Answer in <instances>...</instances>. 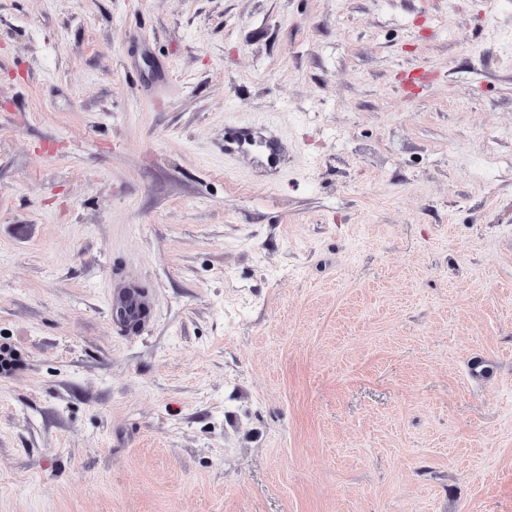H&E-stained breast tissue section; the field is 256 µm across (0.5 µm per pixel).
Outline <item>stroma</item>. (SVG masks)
<instances>
[{
    "label": "stroma",
    "mask_w": 512,
    "mask_h": 512,
    "mask_svg": "<svg viewBox=\"0 0 512 512\" xmlns=\"http://www.w3.org/2000/svg\"><path fill=\"white\" fill-rule=\"evenodd\" d=\"M0 351V512H512V0H0Z\"/></svg>",
    "instance_id": "stroma-1"
}]
</instances>
